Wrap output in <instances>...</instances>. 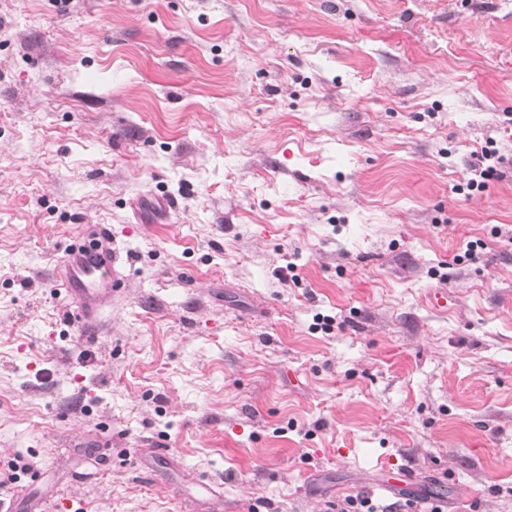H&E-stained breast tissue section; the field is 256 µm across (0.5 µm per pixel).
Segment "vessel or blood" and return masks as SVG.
I'll return each mask as SVG.
<instances>
[{"label":"vessel or blood","instance_id":"obj_1","mask_svg":"<svg viewBox=\"0 0 512 512\" xmlns=\"http://www.w3.org/2000/svg\"><path fill=\"white\" fill-rule=\"evenodd\" d=\"M130 254L98 227H88L67 244L56 282L69 301V315L78 324L92 321L129 286Z\"/></svg>","mask_w":512,"mask_h":512}]
</instances>
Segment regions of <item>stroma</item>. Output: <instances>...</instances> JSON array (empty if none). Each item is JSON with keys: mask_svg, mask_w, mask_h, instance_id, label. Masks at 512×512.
Here are the masks:
<instances>
[{"mask_svg": "<svg viewBox=\"0 0 512 512\" xmlns=\"http://www.w3.org/2000/svg\"><path fill=\"white\" fill-rule=\"evenodd\" d=\"M4 459L12 512H512V0H0ZM503 160V156L495 148L484 147L481 155L477 156V163L474 165L473 171L479 173V177L484 180L496 171L497 166L503 163ZM131 266V255L96 226L68 243L55 280L69 301L70 318L87 324L124 297ZM381 506L373 502L372 498L363 493H357L355 495H348L341 500L331 502L328 510L331 512H400V511H415L408 510L412 509L411 504L406 501L403 505L394 506Z\"/></svg>", "mask_w": 512, "mask_h": 512, "instance_id": "1", "label": "stroma"}]
</instances>
